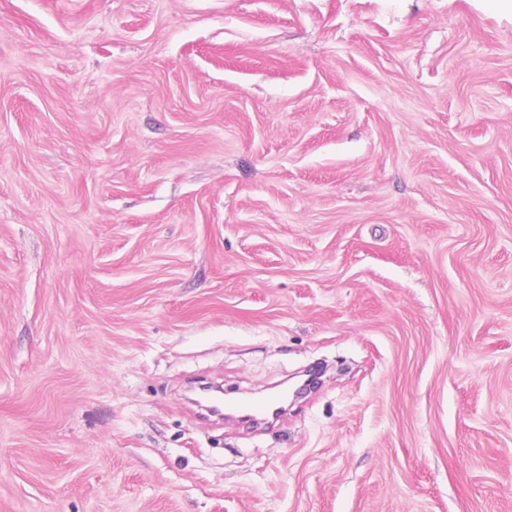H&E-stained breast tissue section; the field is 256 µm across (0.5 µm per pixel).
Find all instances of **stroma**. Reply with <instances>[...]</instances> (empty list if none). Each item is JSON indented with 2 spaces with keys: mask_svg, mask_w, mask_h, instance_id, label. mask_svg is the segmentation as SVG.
<instances>
[{
  "mask_svg": "<svg viewBox=\"0 0 512 512\" xmlns=\"http://www.w3.org/2000/svg\"><path fill=\"white\" fill-rule=\"evenodd\" d=\"M0 512H512V0H0Z\"/></svg>",
  "mask_w": 512,
  "mask_h": 512,
  "instance_id": "stroma-1",
  "label": "stroma"
}]
</instances>
